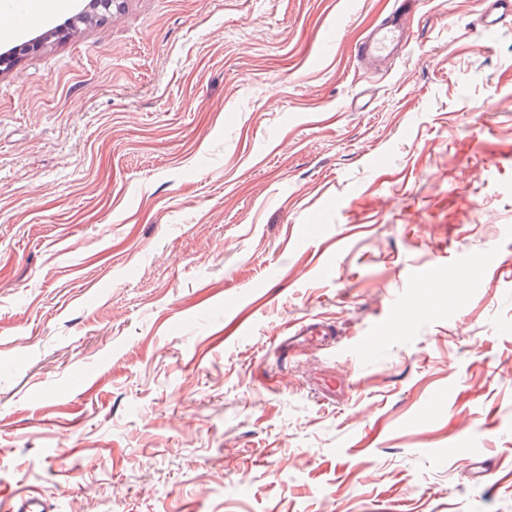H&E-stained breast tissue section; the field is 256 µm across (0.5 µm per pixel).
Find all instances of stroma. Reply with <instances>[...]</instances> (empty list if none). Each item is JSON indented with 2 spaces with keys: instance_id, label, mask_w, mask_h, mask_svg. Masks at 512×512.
<instances>
[{
  "instance_id": "35a3bbf8",
  "label": "stroma",
  "mask_w": 512,
  "mask_h": 512,
  "mask_svg": "<svg viewBox=\"0 0 512 512\" xmlns=\"http://www.w3.org/2000/svg\"><path fill=\"white\" fill-rule=\"evenodd\" d=\"M64 3L0 41V512H512V23ZM409 41L405 14L399 10L373 28L355 47L354 57L367 71H379L393 61ZM336 336V325L329 322H307L300 320L288 327V336H284L277 349L292 353L305 345L322 346L333 342Z\"/></svg>"
}]
</instances>
